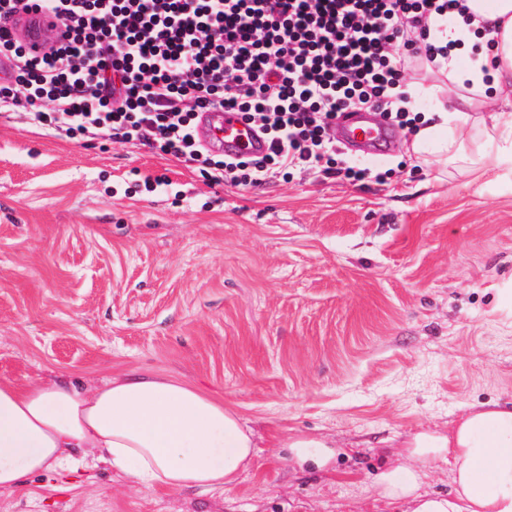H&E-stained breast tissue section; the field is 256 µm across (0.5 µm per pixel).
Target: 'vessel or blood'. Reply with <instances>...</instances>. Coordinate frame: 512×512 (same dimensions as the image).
I'll list each match as a JSON object with an SVG mask.
<instances>
[{"instance_id": "vessel-or-blood-1", "label": "vessel or blood", "mask_w": 512, "mask_h": 512, "mask_svg": "<svg viewBox=\"0 0 512 512\" xmlns=\"http://www.w3.org/2000/svg\"><path fill=\"white\" fill-rule=\"evenodd\" d=\"M50 19V13L44 8L29 15L26 23V40L29 44L37 46L43 42ZM198 132L206 147L219 149L228 155L245 153L260 156L268 148L266 139L242 124L236 113L221 108L208 109L201 113ZM388 136V128L372 124L365 112L348 114L339 128V141L343 144L379 145Z\"/></svg>"}]
</instances>
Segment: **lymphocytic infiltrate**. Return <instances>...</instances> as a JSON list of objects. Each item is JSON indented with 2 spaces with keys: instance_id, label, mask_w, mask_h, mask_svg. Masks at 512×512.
I'll use <instances>...</instances> for the list:
<instances>
[{
  "instance_id": "f902f5d3",
  "label": "lymphocytic infiltrate",
  "mask_w": 512,
  "mask_h": 512,
  "mask_svg": "<svg viewBox=\"0 0 512 512\" xmlns=\"http://www.w3.org/2000/svg\"><path fill=\"white\" fill-rule=\"evenodd\" d=\"M46 1L64 37L36 55L19 24ZM464 10L462 0H0V104L59 136L150 146L214 184L331 175L342 112L413 128L405 73L434 66L431 25ZM213 107L257 128L269 152L215 158L196 134Z\"/></svg>"
}]
</instances>
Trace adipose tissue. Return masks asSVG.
I'll return each instance as SVG.
<instances>
[{
	"label": "adipose tissue",
	"mask_w": 512,
	"mask_h": 512,
	"mask_svg": "<svg viewBox=\"0 0 512 512\" xmlns=\"http://www.w3.org/2000/svg\"><path fill=\"white\" fill-rule=\"evenodd\" d=\"M471 22L433 27L430 41L448 55L441 63L454 107L425 113L410 142L415 156L447 164L469 150L471 174L512 171V112L472 124L460 140L457 124L470 122L474 93L512 94V0H467ZM492 43L466 56L479 32ZM96 452L100 462L149 490H232L255 454L252 435L223 400L152 372L120 373L82 390L65 380L38 379L19 387L0 381V493L27 474L80 466L73 449ZM412 464L378 478L379 499L403 512H512V407L483 405L462 415L448 433L420 432L405 447ZM448 459L453 486L445 494L420 489L414 462Z\"/></svg>",
	"instance_id": "ef3b65f1"
}]
</instances>
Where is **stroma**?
<instances>
[{
	"instance_id": "35a3bbf8",
	"label": "stroma",
	"mask_w": 512,
	"mask_h": 512,
	"mask_svg": "<svg viewBox=\"0 0 512 512\" xmlns=\"http://www.w3.org/2000/svg\"><path fill=\"white\" fill-rule=\"evenodd\" d=\"M393 128L340 149L365 180L209 185L120 140L0 107V380L91 388L151 371L223 400L256 454L225 494L147 490L101 462L28 476L0 512H394L405 443L512 401V176L437 174ZM334 471H303L292 435ZM288 448L299 465L310 463L319 469H330L336 457L326 441L305 436L293 438Z\"/></svg>"
}]
</instances>
